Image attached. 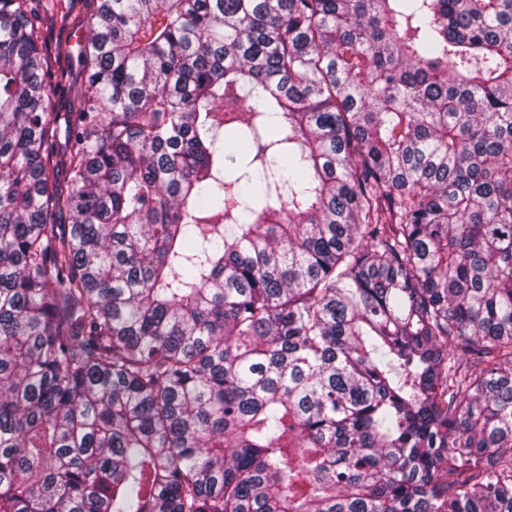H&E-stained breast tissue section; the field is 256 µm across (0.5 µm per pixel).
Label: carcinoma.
Instances as JSON below:
<instances>
[{
	"label": "carcinoma",
	"mask_w": 512,
	"mask_h": 512,
	"mask_svg": "<svg viewBox=\"0 0 512 512\" xmlns=\"http://www.w3.org/2000/svg\"><path fill=\"white\" fill-rule=\"evenodd\" d=\"M77 2L0 0V512H512V0ZM83 34L84 32L73 33L69 30H61L59 25L48 29L46 32L51 50L54 51L56 49L63 57L71 59L73 64L72 80L78 86H81L85 81L78 62L81 45L84 42L81 37Z\"/></svg>",
	"instance_id": "cac0c4a2"
}]
</instances>
